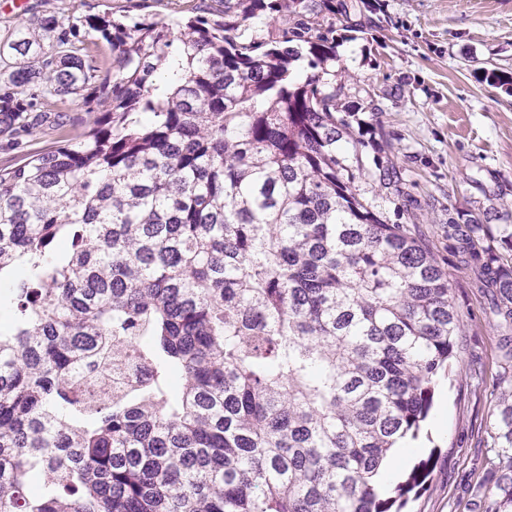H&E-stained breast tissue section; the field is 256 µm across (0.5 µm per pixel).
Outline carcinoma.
<instances>
[{
    "label": "carcinoma",
    "mask_w": 512,
    "mask_h": 512,
    "mask_svg": "<svg viewBox=\"0 0 512 512\" xmlns=\"http://www.w3.org/2000/svg\"><path fill=\"white\" fill-rule=\"evenodd\" d=\"M366 0H208L174 33L89 15L115 54L87 133L0 168V512H402L432 473L377 479L416 436L463 323L448 272L360 192L407 200L363 160L336 22ZM276 15L266 40L247 21ZM69 17L0 38V135L95 80ZM181 50L169 51L174 40ZM308 45L312 72L292 70ZM448 239L493 289L512 360V237L462 208ZM139 376L81 386L117 348ZM486 488L512 512V383Z\"/></svg>",
    "instance_id": "carcinoma-1"
}]
</instances>
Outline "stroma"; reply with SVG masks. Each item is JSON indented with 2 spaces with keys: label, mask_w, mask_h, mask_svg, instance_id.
<instances>
[{
  "label": "stroma",
  "mask_w": 512,
  "mask_h": 512,
  "mask_svg": "<svg viewBox=\"0 0 512 512\" xmlns=\"http://www.w3.org/2000/svg\"><path fill=\"white\" fill-rule=\"evenodd\" d=\"M379 27L364 33L337 29L333 70H347L371 90L377 111L360 113L384 134L367 161L396 165L412 205L384 198L390 222L414 223L453 281L464 323L450 379L440 381L433 406L402 465L435 463L427 489L409 512H487L484 484L495 475L500 450L490 416L503 371L492 304L457 263L445 225L450 207L483 213L501 233L498 213L512 212V90L481 82L478 70L512 72V0H378ZM197 0H0V30L32 16L65 11L80 20L126 10L169 21L196 14ZM87 106L71 97L51 113L49 127L11 142L0 137V165L22 163L37 151L82 135Z\"/></svg>",
  "instance_id": "1"
}]
</instances>
